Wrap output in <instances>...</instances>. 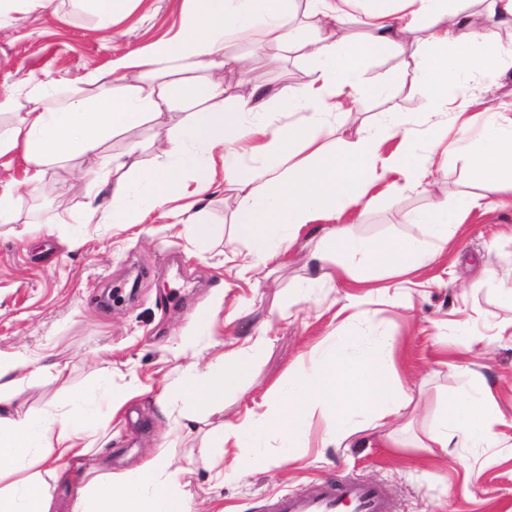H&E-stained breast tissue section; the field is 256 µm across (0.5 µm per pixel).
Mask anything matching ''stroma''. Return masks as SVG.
Segmentation results:
<instances>
[{"instance_id":"35a3bbf8","label":"stroma","mask_w":512,"mask_h":512,"mask_svg":"<svg viewBox=\"0 0 512 512\" xmlns=\"http://www.w3.org/2000/svg\"><path fill=\"white\" fill-rule=\"evenodd\" d=\"M184 11L185 0H134L114 34L104 37L81 0H47L36 9L15 0L0 18V91L22 101L30 81L46 79L80 89L89 73L177 33ZM236 51L266 71L271 93L305 81L310 69L293 52L267 48L257 54L248 43ZM409 60L389 51L368 65L366 79L389 92L337 123V137L354 139L390 110L418 120L423 98L410 81ZM454 93L480 99L471 117L481 126L486 108H512V68L485 80L460 77ZM435 167L431 192L392 187L348 207L336 227L378 249L425 239L424 225L407 217L433 202L480 191L488 208L470 214L422 268L395 275L379 267L369 287L349 281L307 291L303 285L315 271L300 247L260 263L247 281L225 263L226 253L246 243L224 206L223 183H216L204 210L218 234L201 250L186 227H170L154 215L133 227L81 223L76 204L91 178L88 166L57 169L56 191L37 201L23 184L21 156L0 157V181L19 196L14 223H0V355L43 368L20 387L15 406L46 417L68 392L95 391L108 381L121 393L134 378L143 389L99 425L89 455L62 466L50 489L53 512H72L86 472L118 477L157 456L170 461L183 490L205 488L194 501L196 512H269L276 496L308 494L318 480L381 484L390 512H512V310L499 304L501 289L512 287V208L495 207L497 192L478 188L464 159L439 157ZM67 213L70 223H56ZM205 310L212 313L207 337L196 330ZM362 330L396 339V378L407 406L389 424L392 444L320 447L327 421L317 413L308 447L277 468L251 467L246 448L211 447L213 428L244 418L271 388L309 371L326 339L346 340ZM262 331L271 342L250 377L225 393L223 409L188 424L161 412L166 383L181 376L183 348L196 347L204 365L209 340L228 343ZM479 384L490 388L505 416L497 442L489 448L429 447L448 398Z\"/></svg>"}]
</instances>
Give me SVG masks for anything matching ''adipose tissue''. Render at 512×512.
Returning a JSON list of instances; mask_svg holds the SVG:
<instances>
[{
	"label": "adipose tissue",
	"mask_w": 512,
	"mask_h": 512,
	"mask_svg": "<svg viewBox=\"0 0 512 512\" xmlns=\"http://www.w3.org/2000/svg\"><path fill=\"white\" fill-rule=\"evenodd\" d=\"M180 34L159 40L90 73L87 94L73 97L56 81L30 83L26 108L12 92H0V112H17L8 128L0 127V156L20 153L25 183L41 196L54 188L55 167L91 163L92 177L83 189L82 214L101 224L144 223L161 212L176 224L190 226L199 244L215 235L201 220L200 204L216 180L224 182V204L231 207L237 233L250 250L233 254L241 279H250L258 260L289 250L309 224L340 215L359 202L372 186L400 175L407 186H422L433 164L419 151L466 159L472 178L512 198V117L490 113L480 131L464 116L472 102L449 98L448 85L465 75L479 80L512 61V43L499 29L512 25V0H490L486 20L476 24L475 0H186ZM310 33L301 40L286 28L296 4ZM357 21L367 37L350 36ZM257 38L260 46L296 50L312 67L305 82L282 89L277 109L305 112L301 122L280 123L266 112L267 89L262 73L246 67L229 51L228 39ZM390 49L411 50L412 81L423 93L427 110L421 129L396 112L384 124L361 132L356 140L333 143L337 117L357 111L367 96L382 87L365 82L363 65ZM241 70L253 99L237 111L224 109V72ZM191 98L195 111L176 129L166 127L177 100ZM460 121L449 135L444 112ZM151 122L157 127L154 160H142L139 143H129L126 163L109 154L115 133ZM399 138L397 150L382 148ZM483 196L463 195L436 202L410 215L427 225L430 239L410 240L372 250L365 241L326 228L308 261L320 278L358 280L369 266L404 272L425 265L428 245L446 246L459 224L485 208ZM267 336L215 353L205 370L188 362L180 382L169 385L170 402L212 409L223 406L226 390L251 374V356ZM396 339L385 334L353 341H330L318 352L313 371L288 380L238 423L213 431V447H255L277 435L282 447L300 448L309 440V419L323 414L330 422L322 447L343 442L399 415L405 393L394 380ZM58 418L37 419L17 411L13 398L0 393V512H51L50 479L59 462L84 457L91 429L101 411L89 394L70 393L57 404ZM504 417L486 388L449 400L430 440L434 447L483 448L495 442ZM73 512H193L176 487L167 461L148 462L119 478L97 474L88 479Z\"/></svg>",
	"instance_id": "1"
}]
</instances>
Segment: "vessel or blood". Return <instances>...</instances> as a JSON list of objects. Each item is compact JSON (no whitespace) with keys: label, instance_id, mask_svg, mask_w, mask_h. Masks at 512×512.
Masks as SVG:
<instances>
[{"label":"vessel or blood","instance_id":"1","mask_svg":"<svg viewBox=\"0 0 512 512\" xmlns=\"http://www.w3.org/2000/svg\"><path fill=\"white\" fill-rule=\"evenodd\" d=\"M388 512L383 488L376 483L349 481L318 483L304 496L284 495L271 504V512Z\"/></svg>","mask_w":512,"mask_h":512}]
</instances>
